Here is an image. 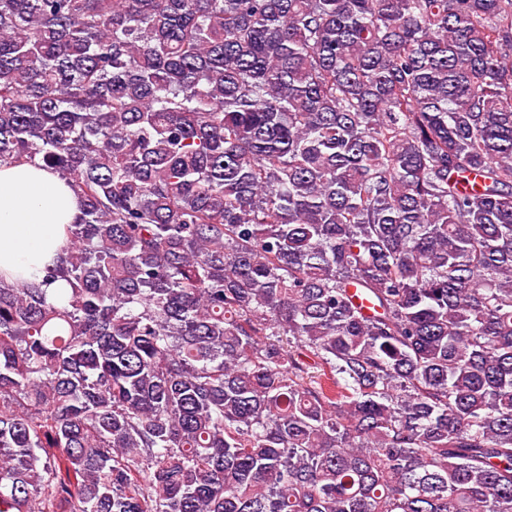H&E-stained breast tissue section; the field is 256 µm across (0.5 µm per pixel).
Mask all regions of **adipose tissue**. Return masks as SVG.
Wrapping results in <instances>:
<instances>
[{
    "mask_svg": "<svg viewBox=\"0 0 512 512\" xmlns=\"http://www.w3.org/2000/svg\"><path fill=\"white\" fill-rule=\"evenodd\" d=\"M79 201L54 172L28 164L0 168V277L41 281L67 240Z\"/></svg>",
    "mask_w": 512,
    "mask_h": 512,
    "instance_id": "ef3b65f1",
    "label": "adipose tissue"
}]
</instances>
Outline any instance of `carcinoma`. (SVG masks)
Here are the masks:
<instances>
[{"instance_id": "obj_1", "label": "carcinoma", "mask_w": 512, "mask_h": 512, "mask_svg": "<svg viewBox=\"0 0 512 512\" xmlns=\"http://www.w3.org/2000/svg\"><path fill=\"white\" fill-rule=\"evenodd\" d=\"M512 0H0V512H512ZM62 280V298L49 285ZM79 201L54 172L28 164L0 168V275L41 281L67 240Z\"/></svg>"}]
</instances>
